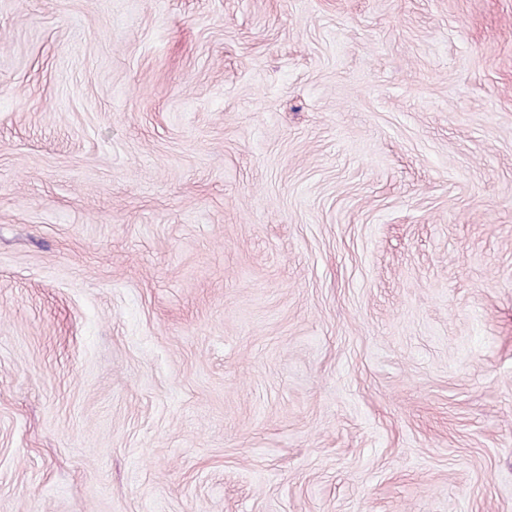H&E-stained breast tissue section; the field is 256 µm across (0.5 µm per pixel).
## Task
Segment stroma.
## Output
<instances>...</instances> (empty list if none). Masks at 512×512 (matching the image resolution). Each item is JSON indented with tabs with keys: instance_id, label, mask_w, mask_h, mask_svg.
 Wrapping results in <instances>:
<instances>
[{
	"instance_id": "35a3bbf8",
	"label": "stroma",
	"mask_w": 512,
	"mask_h": 512,
	"mask_svg": "<svg viewBox=\"0 0 512 512\" xmlns=\"http://www.w3.org/2000/svg\"><path fill=\"white\" fill-rule=\"evenodd\" d=\"M0 512H512V0H0Z\"/></svg>"
}]
</instances>
